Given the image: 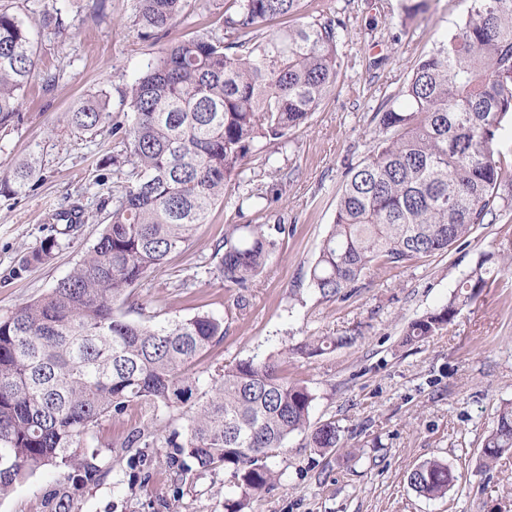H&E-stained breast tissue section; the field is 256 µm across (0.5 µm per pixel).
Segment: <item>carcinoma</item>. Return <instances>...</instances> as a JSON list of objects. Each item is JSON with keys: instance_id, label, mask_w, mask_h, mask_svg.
Instances as JSON below:
<instances>
[{"instance_id": "cac0c4a2", "label": "carcinoma", "mask_w": 512, "mask_h": 512, "mask_svg": "<svg viewBox=\"0 0 512 512\" xmlns=\"http://www.w3.org/2000/svg\"><path fill=\"white\" fill-rule=\"evenodd\" d=\"M303 0H232L218 29L167 45L128 87L130 114L111 122L105 100L92 96L68 112L83 134L112 126L122 162L112 189L109 223L73 270L42 298L0 320V499L43 469L68 472L73 484L98 482L106 471L92 446L107 419L134 411L138 420L122 448L175 449L170 465L193 472L229 471L238 493L225 512L273 488L276 463L289 439L304 434L319 450L336 448L334 422L311 423L314 395L281 375L268 357L199 359L224 338L225 316L200 311L185 318L134 321L115 314L131 290L168 257L187 249L196 229L224 198L231 176L306 122L336 85L341 66L331 21L303 13ZM186 0H136L140 36L160 38L185 15ZM37 65L29 29L0 9V126L20 112ZM403 103L375 113L369 155L350 170L334 224L309 272V287L344 298L373 266L401 265L451 251L512 206L497 205L512 185L498 136L512 121V0H470L466 18L420 58L402 91ZM29 157L0 179L15 195L36 170ZM68 235L81 209L51 214ZM276 246L268 224H228L216 271L228 287L247 288ZM60 247L51 237L25 258L43 263ZM481 260L440 308L410 322L407 343L448 326L497 281ZM355 337L308 336L289 349L303 358L350 345ZM181 429L156 427L165 415ZM512 450V403L500 408L483 441L492 460ZM455 477L438 460L417 465L408 484L446 495ZM40 512H75L70 485L58 481Z\"/></svg>"}]
</instances>
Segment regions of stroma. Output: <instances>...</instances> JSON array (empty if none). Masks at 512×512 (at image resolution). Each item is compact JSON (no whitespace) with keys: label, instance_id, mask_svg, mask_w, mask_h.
<instances>
[{"label":"stroma","instance_id":"stroma-1","mask_svg":"<svg viewBox=\"0 0 512 512\" xmlns=\"http://www.w3.org/2000/svg\"><path fill=\"white\" fill-rule=\"evenodd\" d=\"M0 0L29 28L40 61L17 117L0 127V177L35 155L34 175L21 193L0 195V319L45 295L92 246L112 210L110 132L83 134L67 122L72 105L106 97L113 118L127 112L123 94L163 41L141 38L133 0ZM469 0H305L306 15L342 20V64L335 87L294 129L286 145L253 156L233 176L189 248L150 274L128 301L116 304L130 320L223 315L224 338L201 365L284 352L307 336L356 334L348 346L312 358L289 356L283 374L315 396L312 421L335 422L338 448L319 453L304 435L290 438L270 491L251 497L245 512H512V457L485 465L482 442L499 407L512 402V270L498 286L463 307L438 334L404 343L409 322L447 303L458 281L483 254L512 255V210L476 230L451 252L405 266H375L348 298L326 299L308 286V273L336 213L349 168L368 154L373 115L399 103L412 65L465 16ZM60 12L67 28L55 34L43 18ZM224 14V0H188L168 39L191 36ZM167 39V40H168ZM282 178H273L271 168ZM79 205L84 222L60 237L41 264L24 259L51 235L54 211ZM228 224L282 225L266 272L253 287H226L213 257ZM190 276V288L175 287ZM130 420H108L96 446L110 471L80 489L79 512H224L234 489L216 469L184 480L168 468L165 448L117 445ZM433 458L458 481L448 495L415 492L408 473ZM58 479L38 472L0 499V512H39L43 493Z\"/></svg>","mask_w":512,"mask_h":512}]
</instances>
